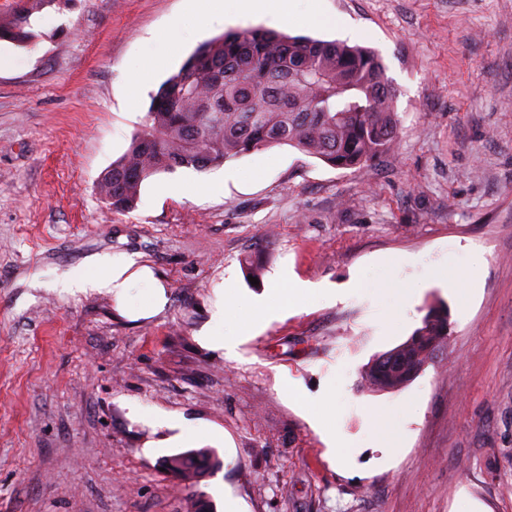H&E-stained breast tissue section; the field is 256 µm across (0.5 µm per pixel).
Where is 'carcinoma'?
<instances>
[{
  "mask_svg": "<svg viewBox=\"0 0 512 512\" xmlns=\"http://www.w3.org/2000/svg\"><path fill=\"white\" fill-rule=\"evenodd\" d=\"M70 0H16L0 17V40L35 44L31 18ZM396 90L379 54L345 42L261 27L231 30L199 45L152 97L142 129L98 187L112 210L135 207L143 182L176 168L205 171L229 158L288 145L336 169L363 166L399 136ZM448 308H428L422 326L365 369L361 387H405L447 344ZM209 448L176 453L163 468L188 488L219 469Z\"/></svg>",
  "mask_w": 512,
  "mask_h": 512,
  "instance_id": "obj_1",
  "label": "carcinoma"
}]
</instances>
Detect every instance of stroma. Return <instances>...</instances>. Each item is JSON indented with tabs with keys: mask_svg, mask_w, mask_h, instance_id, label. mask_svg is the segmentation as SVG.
Here are the masks:
<instances>
[{
	"mask_svg": "<svg viewBox=\"0 0 512 512\" xmlns=\"http://www.w3.org/2000/svg\"><path fill=\"white\" fill-rule=\"evenodd\" d=\"M254 25L277 23L71 0L37 14L33 47L0 41V512H185L161 464L198 448L223 462L197 486L212 512L228 495L242 512H512V0H297L285 33L381 55L395 150L339 170L263 148L155 175L114 212L97 182L151 94L199 44ZM118 254L161 280L162 312L63 290ZM230 274L231 354L201 340ZM291 277L318 294L252 325ZM440 302L435 362L363 390Z\"/></svg>",
	"mask_w": 512,
	"mask_h": 512,
	"instance_id": "stroma-1",
	"label": "stroma"
}]
</instances>
